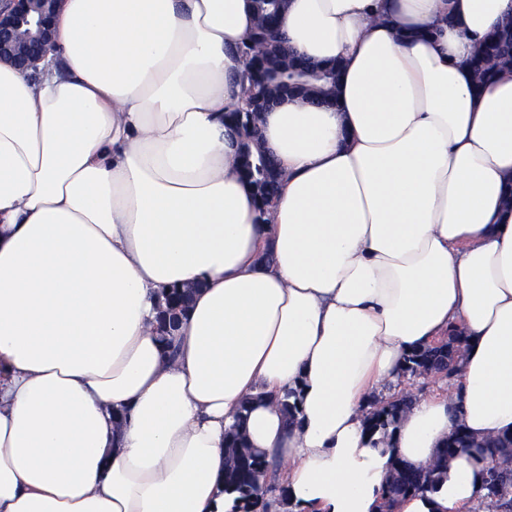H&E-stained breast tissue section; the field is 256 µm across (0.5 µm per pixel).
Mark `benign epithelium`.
Here are the masks:
<instances>
[{
	"label": "benign epithelium",
	"instance_id": "obj_1",
	"mask_svg": "<svg viewBox=\"0 0 512 512\" xmlns=\"http://www.w3.org/2000/svg\"><path fill=\"white\" fill-rule=\"evenodd\" d=\"M62 0H0V62L37 72L55 41ZM294 93L286 83L273 96L247 100V111L265 112Z\"/></svg>",
	"mask_w": 512,
	"mask_h": 512
}]
</instances>
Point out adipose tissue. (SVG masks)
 Masks as SVG:
<instances>
[{
	"mask_svg": "<svg viewBox=\"0 0 512 512\" xmlns=\"http://www.w3.org/2000/svg\"><path fill=\"white\" fill-rule=\"evenodd\" d=\"M510 17L289 0V44L344 74L335 108L265 113L262 215L224 125L251 0H64L38 78L0 63V512H232L238 421L293 512H380L392 456L512 433V68L477 93L469 66ZM452 330L458 375L373 444L366 400ZM481 480L459 454L395 512H467Z\"/></svg>",
	"mask_w": 512,
	"mask_h": 512,
	"instance_id": "adipose-tissue-1",
	"label": "adipose tissue"
}]
</instances>
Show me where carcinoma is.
Wrapping results in <instances>:
<instances>
[{
	"mask_svg": "<svg viewBox=\"0 0 512 512\" xmlns=\"http://www.w3.org/2000/svg\"><path fill=\"white\" fill-rule=\"evenodd\" d=\"M281 8L279 0H253L256 27L250 36L254 53L248 65L247 96L258 92L266 79L262 66L266 24L271 13ZM275 52L280 61L288 66V81L310 86V93L305 95L308 103L314 105L322 101L328 106L334 104L336 86L340 79L339 66H320L302 58L287 45L285 37L280 34L276 36ZM472 66L480 87L491 82L496 67L512 66V21H506L492 30L476 50ZM259 121L258 113L246 116L242 108L224 113L225 124L250 129V143L259 140ZM239 167L242 176L254 190L258 208L264 209L279 190L278 183L272 179V170L278 167L273 153L263 149L254 152L246 143L240 153ZM189 299L190 292L184 286L168 289L167 304L174 308L184 310ZM460 342V337L450 336L446 349L431 346L407 354L398 381L428 377L453 380L459 369L457 348ZM293 397L294 393L287 391L278 398L290 425L296 423L297 414ZM411 405L412 399L408 394H394L373 404L365 423L367 436L387 435ZM227 448L224 486L228 492L237 494L236 502L243 503L251 512H272L274 507L286 505L284 489L267 482L273 462L264 453L248 447L236 428L227 436ZM486 448L490 450V460L483 470V484L473 512H482L484 508L489 509V512H512V433L478 444L462 426L454 430L441 448L435 463L427 469L398 457L393 458L390 478L382 492L383 498L393 505L404 496L423 495L432 491L447 472L449 459L471 450L483 457Z\"/></svg>",
	"mask_w": 512,
	"mask_h": 512,
	"instance_id": "1",
	"label": "carcinoma"
}]
</instances>
